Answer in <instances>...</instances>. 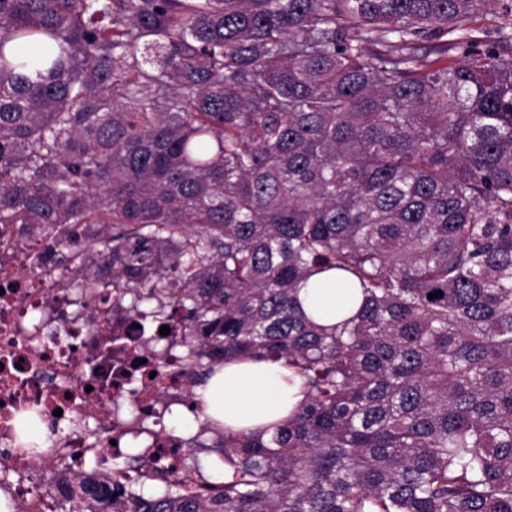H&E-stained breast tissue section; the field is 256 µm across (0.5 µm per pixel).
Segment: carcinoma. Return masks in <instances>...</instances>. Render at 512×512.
<instances>
[{
  "label": "carcinoma",
  "instance_id": "carcinoma-1",
  "mask_svg": "<svg viewBox=\"0 0 512 512\" xmlns=\"http://www.w3.org/2000/svg\"><path fill=\"white\" fill-rule=\"evenodd\" d=\"M487 13L512 0H0V225L127 313L160 301L198 381L267 360L307 388L268 436L205 419L184 461L230 465L210 487L92 471L51 488L68 512H512V30L480 48ZM330 271L354 313L323 325L299 292Z\"/></svg>",
  "mask_w": 512,
  "mask_h": 512
}]
</instances>
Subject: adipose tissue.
Returning <instances> with one entry per match:
<instances>
[{"mask_svg": "<svg viewBox=\"0 0 512 512\" xmlns=\"http://www.w3.org/2000/svg\"><path fill=\"white\" fill-rule=\"evenodd\" d=\"M305 311H335L344 290L332 276H316L300 293ZM196 392L206 415L232 430L263 429L278 423L306 398L302 378L280 362L246 361L225 364Z\"/></svg>", "mask_w": 512, "mask_h": 512, "instance_id": "1", "label": "adipose tissue"}]
</instances>
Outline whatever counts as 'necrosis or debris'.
Here are the masks:
<instances>
[{
  "instance_id": "obj_1",
  "label": "necrosis or debris",
  "mask_w": 512,
  "mask_h": 512,
  "mask_svg": "<svg viewBox=\"0 0 512 512\" xmlns=\"http://www.w3.org/2000/svg\"><path fill=\"white\" fill-rule=\"evenodd\" d=\"M43 253L0 262V494L18 512H67L52 479L84 474L90 459L133 493L137 471L114 462L157 442L164 452L147 469L160 484L179 477L174 458L190 441L165 424L192 372L178 360L179 345L159 335L154 319L133 324L83 289L63 287L61 268L33 272ZM147 366L158 369L156 382L129 391ZM37 420L50 434L45 447L31 448L21 426Z\"/></svg>"
}]
</instances>
